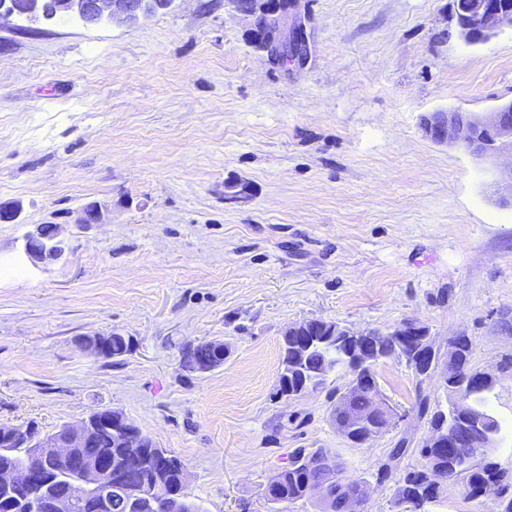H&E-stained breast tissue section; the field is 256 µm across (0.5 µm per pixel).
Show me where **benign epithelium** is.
<instances>
[{"label":"benign epithelium","instance_id":"7a95c632","mask_svg":"<svg viewBox=\"0 0 512 512\" xmlns=\"http://www.w3.org/2000/svg\"><path fill=\"white\" fill-rule=\"evenodd\" d=\"M173 0H0V20L17 17L33 22L40 20L76 19L86 25L110 22L115 25L137 20L141 15L164 10ZM236 11L252 17L253 24L264 19L267 25L257 29L258 39L280 51L286 49L293 58H304L307 45L301 17L300 0H231ZM456 19L460 37L470 43L489 40L497 32L512 28V3L508 0H457ZM421 129L425 136L440 144L462 146L475 157H486L497 151H512V103H505L489 112H432L422 119ZM24 251L33 262L54 261L64 253L63 241L59 238V226L40 224L25 237ZM341 329L345 351L361 368L377 363L381 357H363L360 349L368 341L379 345L391 338L394 344L403 343L411 347L409 365L420 376L439 372L442 387L455 397L449 414L439 427H432L426 439L428 446L442 444L447 448L455 445V418L469 409L466 393L455 384L460 370L456 358L448 353L441 354L435 347L425 327L407 321L388 333L379 331H354L347 326ZM105 427L120 435L121 448L129 463L138 465L146 458V438L138 426L122 412L111 409H97L77 426H65L51 438L37 439L28 427L1 428L0 432L11 434L17 447L28 448V461L15 468L0 470V488H25L40 476L39 461L51 455L64 464V472L71 475L80 485L85 496L78 500L70 492L55 495L47 500L45 512H78L90 505L96 512H112V500H131L138 505L137 512H177V494L160 489L132 486L123 482H112V465L107 462L76 461L74 449L81 448L96 433ZM498 441L491 438L480 421L467 425L466 447L470 448L464 462L448 472H435L431 483L438 485L453 480L476 464L478 457L489 456L488 449L495 448ZM318 464L324 469L325 481L309 489V497L326 500L331 487L343 485L336 460L330 455L318 457ZM369 496V485L358 482L350 486L348 504L350 512H365Z\"/></svg>","mask_w":512,"mask_h":512}]
</instances>
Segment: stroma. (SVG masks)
I'll return each instance as SVG.
<instances>
[{
	"label": "stroma",
	"instance_id": "35a3bbf8",
	"mask_svg": "<svg viewBox=\"0 0 512 512\" xmlns=\"http://www.w3.org/2000/svg\"><path fill=\"white\" fill-rule=\"evenodd\" d=\"M303 65L271 64L231 0H174L122 26L0 22V426L50 434L123 412L188 473L204 512H274L264 489L298 448L330 450L397 505L428 434L418 396L448 408L437 374L375 367L394 413L363 445L336 429L346 371L298 397L278 390L282 334L310 319L356 330L423 324L440 351L472 342L496 374L491 455L512 469V155L437 144L424 115L512 100V29L458 35L456 0H302ZM99 205L103 221L80 223ZM68 245L27 261L24 236ZM118 332L130 352H82ZM220 339L221 367L187 373L180 347ZM405 444L391 476L378 466ZM449 482L428 512H494ZM24 251L33 262L54 261L65 251L63 241L59 238V226L40 224L35 231L25 237Z\"/></svg>",
	"mask_w": 512,
	"mask_h": 512
}]
</instances>
